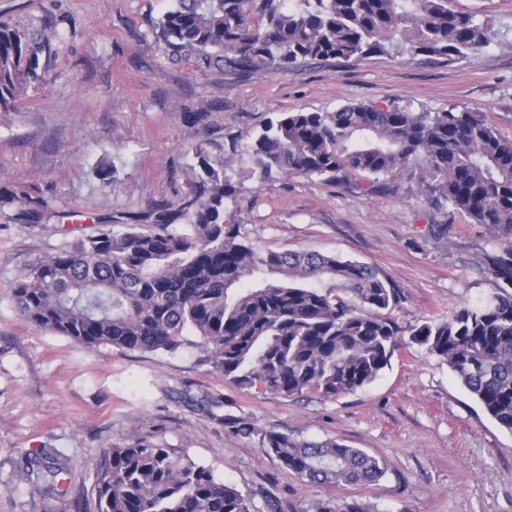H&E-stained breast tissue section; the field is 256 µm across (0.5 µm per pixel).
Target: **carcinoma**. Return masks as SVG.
Masks as SVG:
<instances>
[{
	"mask_svg": "<svg viewBox=\"0 0 512 512\" xmlns=\"http://www.w3.org/2000/svg\"><path fill=\"white\" fill-rule=\"evenodd\" d=\"M158 28L177 51L209 63L276 73L302 59L412 52L466 59L498 38L455 0H173ZM40 60L23 31L0 22V112L15 110ZM250 166L237 149L199 147L201 172L177 207L147 214L149 227L100 224L24 270L12 297L31 325L86 347L175 353L191 343L240 390L334 398L376 381L400 348L389 316L396 289L375 267L319 252L259 248L224 223L233 175L264 182L301 173L323 182L364 180L385 189L411 167L426 202L483 224L497 251L487 271L499 292L444 320L414 328L411 342L440 358L500 426L512 431V140L481 112H415L353 103L330 112H284L251 136ZM185 217L187 229L177 228ZM235 431L312 484L372 486L383 462L339 439L298 440L244 419ZM45 496L68 471L55 450L25 460ZM96 512H255L233 486L169 448H111L98 467ZM314 512H374L319 501Z\"/></svg>",
	"mask_w": 512,
	"mask_h": 512,
	"instance_id": "cac0c4a2",
	"label": "carcinoma"
}]
</instances>
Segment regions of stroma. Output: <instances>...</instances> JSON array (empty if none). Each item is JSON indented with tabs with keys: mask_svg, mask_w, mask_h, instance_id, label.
<instances>
[{
	"mask_svg": "<svg viewBox=\"0 0 512 512\" xmlns=\"http://www.w3.org/2000/svg\"><path fill=\"white\" fill-rule=\"evenodd\" d=\"M171 0H0V21L29 34L37 80L0 114V512H94L104 451L138 444L187 454L249 497L255 512H312L336 499L379 512H512V432L446 363L415 345L368 387L336 398L241 391L188 345L177 353L89 348L17 313L16 277L101 224L141 223L179 204L197 180L198 146L245 150L267 117L357 102L414 111L483 112L512 139V0H456L501 32L478 56L448 62L408 53L300 60L274 73L181 56L159 38ZM113 168L101 180L100 168ZM225 218L245 240L377 267L399 289L402 331L448 318L497 290L483 272L488 228L425 204L410 171L369 195L361 179L301 173L247 181ZM448 227L440 237L434 225ZM243 418L297 438H339L386 465L379 485L312 484L282 469ZM53 448L68 460L54 497L22 472Z\"/></svg>",
	"mask_w": 512,
	"mask_h": 512,
	"instance_id": "1",
	"label": "stroma"
}]
</instances>
